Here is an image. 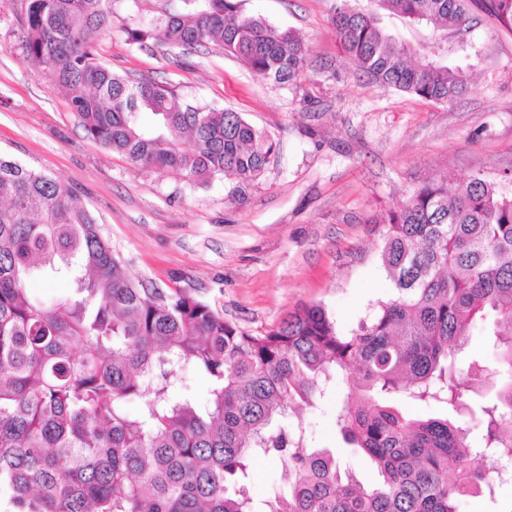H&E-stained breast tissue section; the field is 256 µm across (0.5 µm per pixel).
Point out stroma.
Returning <instances> with one entry per match:
<instances>
[{"label": "stroma", "instance_id": "obj_1", "mask_svg": "<svg viewBox=\"0 0 512 512\" xmlns=\"http://www.w3.org/2000/svg\"><path fill=\"white\" fill-rule=\"evenodd\" d=\"M333 3L244 0L246 12L307 44L309 66L288 88L217 49L184 54L130 39V29L187 12V0H112L96 48L113 72L163 80L241 112L277 142L276 164L234 198L228 180L205 187L146 171L88 137L66 91L25 56L21 0H0V154L71 187L133 278L187 291L250 333L311 304L349 332L393 292L379 260L381 214L432 180L453 187L478 172L512 174V31L477 9L466 27L448 29V63L462 68L469 90L439 104L354 73L336 38ZM348 390L338 379L328 397L299 406L295 420L311 447L334 449L342 468L369 486L373 466L346 448L336 424ZM285 490L278 458L252 461L256 505Z\"/></svg>", "mask_w": 512, "mask_h": 512}]
</instances>
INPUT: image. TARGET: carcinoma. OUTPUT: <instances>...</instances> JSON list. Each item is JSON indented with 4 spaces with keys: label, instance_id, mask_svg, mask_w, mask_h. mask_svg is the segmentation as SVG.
Returning <instances> with one entry per match:
<instances>
[{
    "label": "carcinoma",
    "instance_id": "1",
    "mask_svg": "<svg viewBox=\"0 0 512 512\" xmlns=\"http://www.w3.org/2000/svg\"><path fill=\"white\" fill-rule=\"evenodd\" d=\"M335 0L336 37L354 70L381 87L448 103L467 92L460 67L429 46L411 48L380 11L435 30L462 27L475 7L512 30V0ZM110 0H25L29 62L69 94L86 133L147 171L193 184H257L277 142L239 112L191 101L155 79L131 80L99 61L95 36ZM132 39L190 53L218 49L277 85L298 86L308 48L292 30L242 9L199 0ZM385 225L381 265L394 292L341 333L319 305L257 334L240 330L191 294L134 281L93 215L56 177L0 156V503L4 512H257L251 460L273 454L287 492L263 512H460L473 492L496 501L512 482V193L481 174L413 192ZM68 278L52 304L32 279ZM482 328L499 387L478 408L462 388L487 365L455 360ZM189 366L210 383L203 404L176 393ZM344 376L337 412L343 440L367 456L379 481L361 484L328 449L281 423ZM404 396L444 415L413 418ZM137 405L135 411L129 404ZM469 416L481 428L477 447ZM500 463L493 474L475 457Z\"/></svg>",
    "mask_w": 512,
    "mask_h": 512
}]
</instances>
